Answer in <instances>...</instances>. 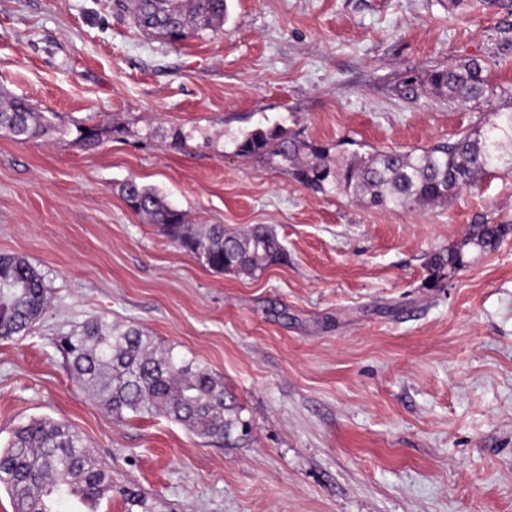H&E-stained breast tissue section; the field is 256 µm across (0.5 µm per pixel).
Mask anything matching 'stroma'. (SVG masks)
<instances>
[{"label":"stroma","mask_w":512,"mask_h":512,"mask_svg":"<svg viewBox=\"0 0 512 512\" xmlns=\"http://www.w3.org/2000/svg\"><path fill=\"white\" fill-rule=\"evenodd\" d=\"M468 60L495 95L461 105L423 84ZM5 98L56 129L0 134V255L50 297L28 335L0 339V448L31 418L68 422L112 469L99 512H127L130 490L154 512H512V234L439 287L427 268L473 225L512 224V142L450 202L409 208L236 152L275 126L334 160L484 128L512 110V0H227L218 32L177 44L114 0H0ZM129 179L193 231L272 226L287 262L210 270L127 207ZM98 316L216 373L247 439L114 423L55 345Z\"/></svg>","instance_id":"obj_1"}]
</instances>
